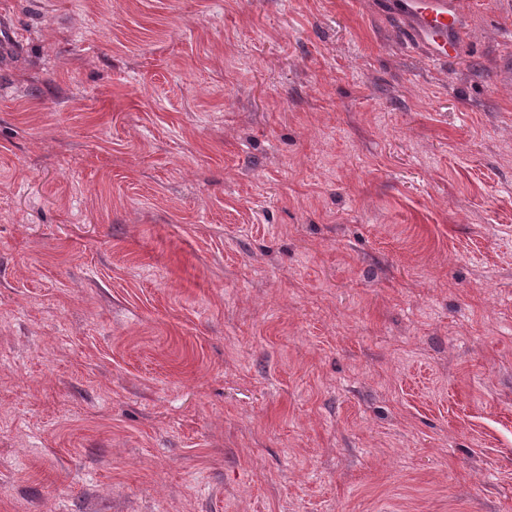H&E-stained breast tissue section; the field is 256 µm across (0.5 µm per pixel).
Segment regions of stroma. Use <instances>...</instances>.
<instances>
[{
    "instance_id": "obj_1",
    "label": "stroma",
    "mask_w": 512,
    "mask_h": 512,
    "mask_svg": "<svg viewBox=\"0 0 512 512\" xmlns=\"http://www.w3.org/2000/svg\"><path fill=\"white\" fill-rule=\"evenodd\" d=\"M0 0V512H512V0ZM411 23L410 38L422 44L433 62L448 60V46H454L462 30V17L450 0H400L396 6Z\"/></svg>"
}]
</instances>
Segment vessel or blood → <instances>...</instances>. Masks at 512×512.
I'll return each instance as SVG.
<instances>
[{
    "label": "vessel or blood",
    "mask_w": 512,
    "mask_h": 512,
    "mask_svg": "<svg viewBox=\"0 0 512 512\" xmlns=\"http://www.w3.org/2000/svg\"><path fill=\"white\" fill-rule=\"evenodd\" d=\"M397 9L411 23V39L427 49L430 59L447 61V49L456 44L463 24L453 0H399Z\"/></svg>",
    "instance_id": "vessel-or-blood-1"
}]
</instances>
